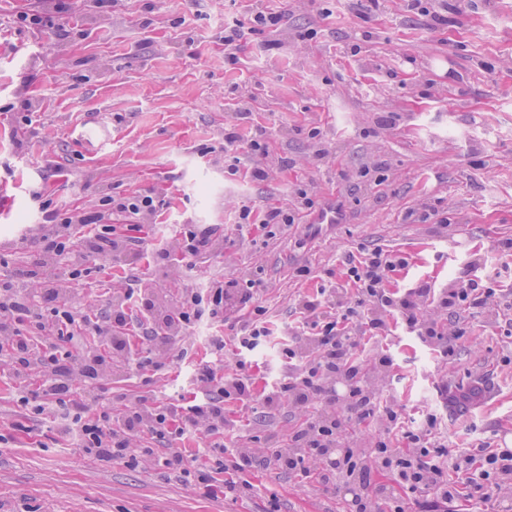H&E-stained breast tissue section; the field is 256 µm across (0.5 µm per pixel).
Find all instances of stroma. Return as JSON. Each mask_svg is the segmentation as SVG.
Masks as SVG:
<instances>
[{"instance_id":"obj_1","label":"stroma","mask_w":512,"mask_h":512,"mask_svg":"<svg viewBox=\"0 0 512 512\" xmlns=\"http://www.w3.org/2000/svg\"><path fill=\"white\" fill-rule=\"evenodd\" d=\"M72 3L67 17L30 29L16 21L23 0H0V279L32 263L41 203L62 213L108 193L153 194L162 208L142 219L131 254L101 262L80 284L82 309L106 310L132 275L139 287L175 290L262 279L256 302L270 334L247 355L259 390L281 381L286 348L303 341L299 298L342 273L348 256L380 248L406 259L393 291L417 280L445 288L466 271L512 303L498 250L512 239V0H463L453 22L436 27L408 0H383L376 11L364 0H117L107 14L93 0ZM259 7L283 14L279 28L225 46V21H248ZM388 112L396 125L378 126ZM92 118L110 136L88 148L78 135ZM229 126L241 136L233 157L223 151ZM259 129L268 153L255 162L247 150ZM257 165L265 179L254 178ZM301 188L317 205L339 202L349 221L313 232L311 212L298 206ZM244 205L252 215L242 228ZM434 205L447 223L407 217ZM274 206L296 210L294 226L262 229ZM187 224L224 237L190 268L174 250ZM160 248L171 251L165 278L155 267ZM252 317L246 308L192 325L148 384L135 368L141 331L133 329L126 366L92 384L74 376L73 387L90 393L95 413L142 397L180 402L196 390L210 337L243 335ZM464 328L447 363L393 320L382 335L360 336L358 355L391 358L373 388L403 407L406 426L434 414L453 448L512 450V329L489 313ZM44 376L35 369L21 385L0 366V512H349L336 488L259 465L241 474L255 493L233 498L163 469L97 461L20 404L21 389ZM472 386L481 390L476 403L449 407L447 394ZM224 410L237 424L223 437L230 446L288 434L304 419L286 406L261 419L234 400ZM18 419L24 430L14 428Z\"/></svg>"}]
</instances>
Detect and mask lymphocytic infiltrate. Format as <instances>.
Wrapping results in <instances>:
<instances>
[{"label":"lymphocytic infiltrate","mask_w":512,"mask_h":512,"mask_svg":"<svg viewBox=\"0 0 512 512\" xmlns=\"http://www.w3.org/2000/svg\"><path fill=\"white\" fill-rule=\"evenodd\" d=\"M160 206V200L149 194L129 198L108 194L95 212L49 213L35 238V265L0 280V343L8 348L13 377L27 380L37 366L46 371L43 382L21 402L54 422L60 438L74 441L97 460H123L146 468L159 465L206 487L213 473L224 470V445L211 435L225 423V401L263 410L286 404L307 410L303 425L286 442L273 432L253 436L262 456L237 448L235 469L258 460L280 471L315 477L322 485L350 493L352 512H374L381 502L389 512H404V498L430 496L441 504L465 497L512 507L511 450L498 452L483 445L449 448L434 415L419 428L402 429V407L381 403L371 387L372 372L389 366V359L367 363L357 355L358 335L386 331V319L392 316L407 333L432 344L442 360H451L456 339L465 333L460 326L463 316L500 309L496 288L463 278L448 289L420 281L404 291H390L387 283L405 261L380 249L349 260L344 278L320 288L318 297L299 299L306 341L287 350L293 366L275 388L256 392L244 358L267 334L261 321L264 310L258 306L248 335L235 339L241 355L232 372L224 370L223 337H212L210 359L200 361L194 370V382L205 393L203 400L157 407L139 400L118 412L89 414L86 398L77 395L71 383L77 373L91 380L101 376L102 364L89 349L88 337H110L113 361L122 363L129 346L131 308L150 311L154 321L141 327L147 346L137 365L154 373L165 368L174 339L188 327L206 318L226 319L246 307L260 288L256 281L244 289L234 280L213 281L171 296L129 287L113 296L106 319L79 311L76 295L62 288V281H81L97 260L112 258L122 248L113 215L135 220L156 213ZM429 306L434 316H425ZM32 331L46 336L44 351L30 347L27 335ZM355 424L371 429L359 444L348 437ZM146 433L161 442L208 438L211 469L196 467L194 455L181 448L161 452L140 447ZM375 466L390 474L389 482L370 481L368 474Z\"/></svg>","instance_id":"1"}]
</instances>
